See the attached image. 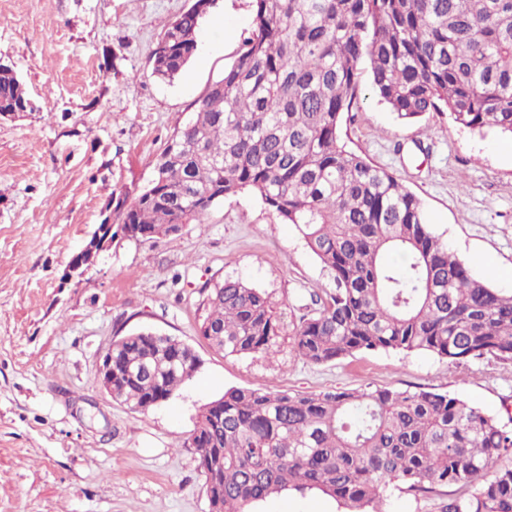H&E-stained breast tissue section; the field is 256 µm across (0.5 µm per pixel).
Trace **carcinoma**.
Returning <instances> with one entry per match:
<instances>
[{"label":"carcinoma","mask_w":512,"mask_h":512,"mask_svg":"<svg viewBox=\"0 0 512 512\" xmlns=\"http://www.w3.org/2000/svg\"><path fill=\"white\" fill-rule=\"evenodd\" d=\"M214 4L194 0L167 27L154 74L170 80L187 66ZM253 4L238 58L174 133L150 184L131 204L112 195L124 237L177 232L250 191L296 228L334 288L285 325L265 292L223 280L201 331L224 354H265L286 331L312 364L376 350L512 362V294L472 274L401 178L340 141L365 71L402 119L446 111L465 128L512 134V0ZM22 103L25 85L0 70V108ZM197 367L189 346L131 333L112 349V399L145 412ZM197 419L190 447L212 512H250L290 490L382 512L394 481L456 488L444 512H512V429L446 393L232 387Z\"/></svg>","instance_id":"carcinoma-1"}]
</instances>
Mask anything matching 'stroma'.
Returning a JSON list of instances; mask_svg holds the SVG:
<instances>
[{
  "mask_svg": "<svg viewBox=\"0 0 512 512\" xmlns=\"http://www.w3.org/2000/svg\"><path fill=\"white\" fill-rule=\"evenodd\" d=\"M193 0H0V63L24 82L33 108L0 121V512H209L190 437L200 408L231 387L320 393L427 390L512 419V362L461 365L428 351H369L315 365L287 337L270 354L231 356L199 333L211 288L241 278L269 295L282 323L312 310L329 273L293 225L251 193L217 202L204 223L147 241L120 240L83 276L70 257L114 208L134 200L154 163L223 77L253 28L252 0H217L198 48L171 81L151 52ZM340 136L394 170L427 221L503 292L512 282V137L460 127L448 113L406 122L362 79ZM149 329L182 340L201 360L169 400L129 410L100 386L118 337ZM450 487L387 490L384 512H443ZM254 512H344L315 491Z\"/></svg>",
  "mask_w": 512,
  "mask_h": 512,
  "instance_id": "obj_1",
  "label": "stroma"
}]
</instances>
